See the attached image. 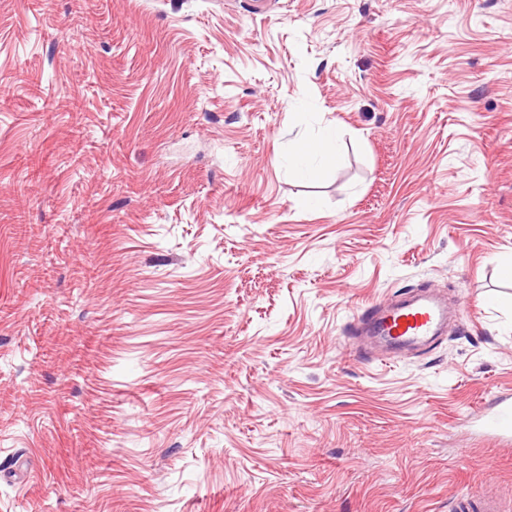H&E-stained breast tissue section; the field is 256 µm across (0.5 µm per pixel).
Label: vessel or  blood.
I'll use <instances>...</instances> for the list:
<instances>
[{
	"mask_svg": "<svg viewBox=\"0 0 512 512\" xmlns=\"http://www.w3.org/2000/svg\"><path fill=\"white\" fill-rule=\"evenodd\" d=\"M448 318V310L434 293L425 291L392 305L373 304L358 322L367 335L398 350H420L434 342ZM480 432L503 444L512 443V398L497 392L479 414Z\"/></svg>",
	"mask_w": 512,
	"mask_h": 512,
	"instance_id": "1",
	"label": "vessel or blood"
}]
</instances>
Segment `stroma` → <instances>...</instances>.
<instances>
[{"label": "stroma", "mask_w": 512, "mask_h": 512, "mask_svg": "<svg viewBox=\"0 0 512 512\" xmlns=\"http://www.w3.org/2000/svg\"><path fill=\"white\" fill-rule=\"evenodd\" d=\"M510 261L512 0H0V512H512ZM338 133L335 128L327 129L322 139L312 141L297 134L294 138L295 151L289 154V167L301 179L315 177L318 170L312 164V158L321 156L327 162L337 163L339 154L336 152ZM448 318V309L430 291H423L390 306L373 304L354 325L398 350H421L434 342ZM480 432L505 445L512 443V401L504 391L497 392L477 418Z\"/></svg>", "instance_id": "1"}]
</instances>
